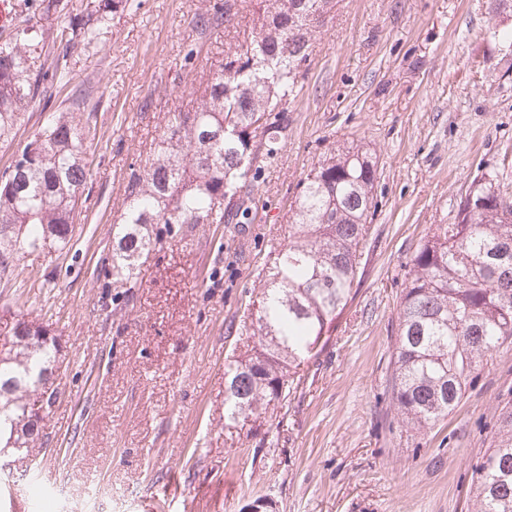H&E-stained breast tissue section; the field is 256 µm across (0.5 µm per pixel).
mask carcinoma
Instances as JSON below:
<instances>
[{"mask_svg": "<svg viewBox=\"0 0 512 512\" xmlns=\"http://www.w3.org/2000/svg\"><path fill=\"white\" fill-rule=\"evenodd\" d=\"M240 0L216 3L195 24L219 26L239 13ZM252 29L229 46L209 76L194 110L171 113L154 156L129 165L124 206L112 225V281L135 287L162 234L184 225L223 224L249 215L241 200L259 158L279 150L301 69L319 26L314 18L332 0H252ZM134 0H98L78 22L60 31L64 53L93 41L108 14ZM29 19L0 39V140H13L43 81L66 86L64 75L32 76L29 48L46 41ZM91 130L72 110L54 111L19 153L38 148L24 163L0 173V280L13 274L26 251L65 248L89 177L85 142ZM377 163L361 148L332 149L298 184L288 243L261 290L247 353L229 367L226 390L231 423L246 422L290 394L297 369L319 354L353 299ZM413 273L397 312L391 356V401L402 424L421 429L448 416L473 375L500 348L512 345V199L493 178L469 186L455 223L440 224L412 260ZM50 330L19 322L15 354L0 359V452L39 459V439L26 423L28 397L51 407L60 345ZM470 494L476 512H512V405L502 408L493 447L475 466Z\"/></svg>", "mask_w": 512, "mask_h": 512, "instance_id": "cac0c4a2", "label": "carcinoma"}]
</instances>
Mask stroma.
I'll use <instances>...</instances> for the list:
<instances>
[{
    "label": "stroma",
    "mask_w": 512,
    "mask_h": 512,
    "mask_svg": "<svg viewBox=\"0 0 512 512\" xmlns=\"http://www.w3.org/2000/svg\"><path fill=\"white\" fill-rule=\"evenodd\" d=\"M0 0V30L65 13ZM201 0H138L65 59L67 86L29 104L0 170L45 113L83 98L97 134L71 240L22 254L24 285L0 281V339L18 319L61 343L59 396L44 419L38 489L14 512H473V469L512 404V346L493 354L435 425L402 426L391 356L412 259L453 223L474 179L512 196V10L490 0H335L288 103L281 151L249 182L250 216L164 237L132 289L112 284V237L130 164L147 158L171 112L196 106L224 58V29L197 28ZM378 162L379 207L347 312L286 402L229 424L224 366L285 243L297 185L332 147Z\"/></svg>",
    "instance_id": "1"
}]
</instances>
